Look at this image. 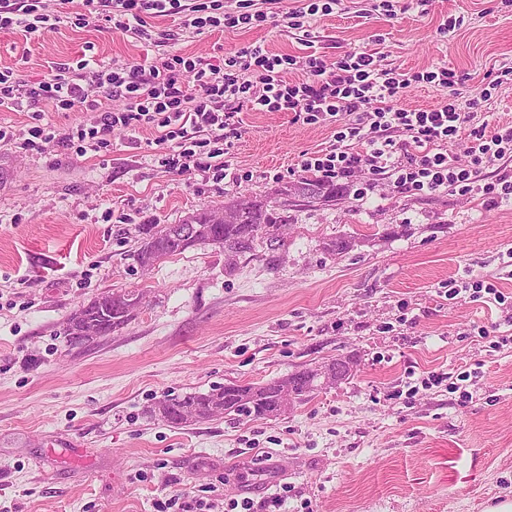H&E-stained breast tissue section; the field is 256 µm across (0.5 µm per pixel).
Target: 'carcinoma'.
Listing matches in <instances>:
<instances>
[{"label":"carcinoma","mask_w":512,"mask_h":512,"mask_svg":"<svg viewBox=\"0 0 512 512\" xmlns=\"http://www.w3.org/2000/svg\"><path fill=\"white\" fill-rule=\"evenodd\" d=\"M345 193V188L318 177H305L295 184L284 185L275 191V197L258 199L240 195L228 202L237 208L240 222L237 224L213 225L207 222L206 209L193 214L194 239H181L180 224H145L143 237L136 253L137 262L151 256L160 262L172 256L183 254L197 245H211L224 249L226 254L248 253L254 249L257 240L277 239L278 230L288 219V207L300 202L304 205H331ZM128 291L103 293L74 309L63 323L59 335L73 347H83L95 337L82 335L86 324L97 322L102 335L109 336L126 326L138 313L128 303ZM313 369L306 368L286 377L264 384H225L216 386L205 393L194 392L176 396H165V415L162 420L181 425L190 422L186 412H193V420L201 421L218 414L234 413L245 417L267 418L275 405V395L280 386L287 382L292 385L297 399L305 400L317 390L312 377Z\"/></svg>","instance_id":"carcinoma-1"}]
</instances>
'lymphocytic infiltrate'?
I'll return each instance as SVG.
<instances>
[{
	"label": "lymphocytic infiltrate",
	"instance_id": "lymphocytic-infiltrate-1",
	"mask_svg": "<svg viewBox=\"0 0 512 512\" xmlns=\"http://www.w3.org/2000/svg\"><path fill=\"white\" fill-rule=\"evenodd\" d=\"M81 21L104 20L113 31L147 36L146 20L186 14V26L196 30L226 25L253 28L264 22L263 12H227L222 0H201L187 6L183 0H84ZM62 11L44 9L41 0H0V29L14 27L27 33L55 30ZM296 60L256 46L244 57L203 65L173 56L164 67L114 68L96 59L82 58L62 65L55 73L29 86L12 70L0 71V109L19 110L24 102L44 104L54 112L96 110L100 100L120 99L118 111L103 112L92 127L78 126L62 134L66 145L98 147L113 130L136 132L150 128L159 142L178 141L172 166L181 160L201 162L218 157L214 145L236 132V111L246 107L261 112H291L306 124L335 126L336 143L330 150L304 158L301 169L327 180L352 179L366 171L392 183L397 192L423 193L451 187L490 199H512V174L487 182L483 170L512 155V126L493 130L477 123V114L465 110L454 70L398 73L380 68L376 57L350 52L336 62L306 56L304 76L287 79ZM193 77V89L184 80ZM414 83L440 88L445 97L436 107L421 110L399 105L403 89ZM463 141L464 154L449 152V144ZM367 142L365 152L355 151ZM412 150L409 160L399 151Z\"/></svg>",
	"mask_w": 512,
	"mask_h": 512
}]
</instances>
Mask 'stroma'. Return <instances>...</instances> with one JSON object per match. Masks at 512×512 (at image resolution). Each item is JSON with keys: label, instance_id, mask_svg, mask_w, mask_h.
<instances>
[{"label": "stroma", "instance_id": "35a3bbf8", "mask_svg": "<svg viewBox=\"0 0 512 512\" xmlns=\"http://www.w3.org/2000/svg\"><path fill=\"white\" fill-rule=\"evenodd\" d=\"M263 5L251 29L195 31L148 19L149 38L79 24L81 0L57 29H0V70L31 85L82 55L113 67L180 54L216 64L246 47L324 56L357 50L384 68L435 66L464 78L489 128L512 124V0H340L288 27ZM462 25L445 32L448 17ZM93 112L0 111V512H156L181 495L206 512H240L284 494L285 512H489L512 503V202L441 189L398 193L388 181L359 198L298 206L274 245L227 260L200 245L152 268L134 258L146 224H178L240 195L297 181L304 154L334 129L291 112L239 114L224 140L227 177L164 163L151 130H114L80 154L18 145L31 126L64 133ZM351 240L348 253L323 244ZM136 291L127 326L87 347L59 331L80 304ZM352 376L267 419L222 415L177 426L150 414L163 396L261 383L333 358Z\"/></svg>", "mask_w": 512, "mask_h": 512}]
</instances>
